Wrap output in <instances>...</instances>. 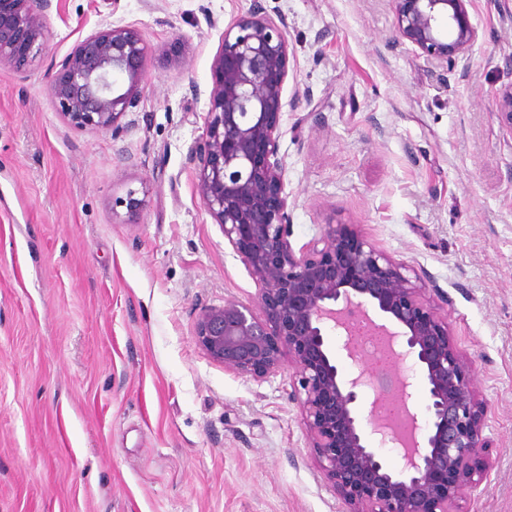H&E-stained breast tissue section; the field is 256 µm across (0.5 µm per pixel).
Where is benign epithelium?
I'll list each match as a JSON object with an SVG mask.
<instances>
[{"label":"benign epithelium","instance_id":"7a95c632","mask_svg":"<svg viewBox=\"0 0 512 512\" xmlns=\"http://www.w3.org/2000/svg\"><path fill=\"white\" fill-rule=\"evenodd\" d=\"M54 0H0V65L23 74L46 46ZM397 40L446 66L476 39L468 0H391ZM284 19L255 3L224 29L205 137L191 148L196 192L256 285V307L228 299L199 309L197 346L224 370L262 382L287 366L315 462L341 512H461L464 489L488 468L486 403L474 387L475 360L457 346L437 312L442 290L334 219L300 250L290 237L284 164L279 157L283 91L290 67ZM149 52L133 26L102 25L55 64L49 96L71 125L118 131L137 111ZM512 131V87L498 98ZM386 338L394 362L414 358L425 382L423 414L410 411V382L379 391L367 416L365 372L343 377L327 330L343 333L352 361L363 355L351 317ZM380 436L401 457L393 470L370 444Z\"/></svg>","mask_w":512,"mask_h":512}]
</instances>
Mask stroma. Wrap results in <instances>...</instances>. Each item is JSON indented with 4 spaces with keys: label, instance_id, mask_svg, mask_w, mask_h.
I'll list each match as a JSON object with an SVG mask.
<instances>
[{
    "label": "stroma",
    "instance_id": "obj_1",
    "mask_svg": "<svg viewBox=\"0 0 512 512\" xmlns=\"http://www.w3.org/2000/svg\"><path fill=\"white\" fill-rule=\"evenodd\" d=\"M294 56L279 155L301 248L332 219L448 295L493 467L465 512H512V0H470L448 68L395 41L390 0H262ZM253 0H58L26 73L0 66V512H338L293 373L256 382L194 342L256 286L196 194L213 62ZM105 22L149 46L135 126L69 125L55 62ZM145 189L128 222L121 200Z\"/></svg>",
    "mask_w": 512,
    "mask_h": 512
}]
</instances>
